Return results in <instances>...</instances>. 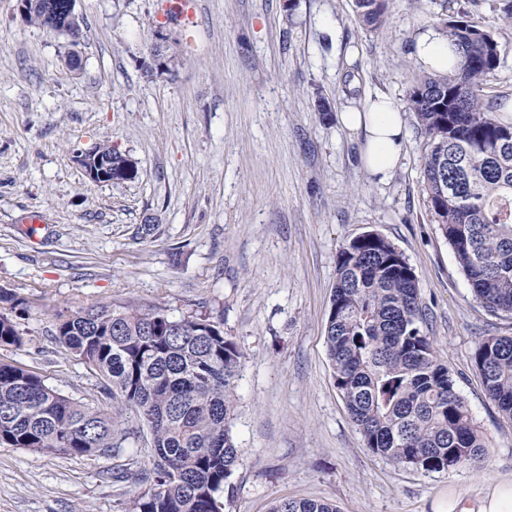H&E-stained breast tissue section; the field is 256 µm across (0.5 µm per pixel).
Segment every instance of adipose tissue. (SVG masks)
I'll return each mask as SVG.
<instances>
[{
    "mask_svg": "<svg viewBox=\"0 0 512 512\" xmlns=\"http://www.w3.org/2000/svg\"><path fill=\"white\" fill-rule=\"evenodd\" d=\"M340 120L346 128L363 133L361 159L368 171L384 176L396 167L404 146V122L393 99L375 98L364 108L342 112ZM433 512H512V482L496 485L486 497L472 504L454 494L440 497Z\"/></svg>",
    "mask_w": 512,
    "mask_h": 512,
    "instance_id": "1",
    "label": "adipose tissue"
}]
</instances>
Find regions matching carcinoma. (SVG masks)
Segmentation results:
<instances>
[{
	"label": "carcinoma",
	"mask_w": 512,
	"mask_h": 512,
	"mask_svg": "<svg viewBox=\"0 0 512 512\" xmlns=\"http://www.w3.org/2000/svg\"><path fill=\"white\" fill-rule=\"evenodd\" d=\"M26 2V23L79 44L81 25L48 14L45 0ZM354 6L361 27L386 25L390 0ZM444 33L456 65L419 80L408 96L426 138L424 190L476 300L512 316V121L501 118L498 97L482 94L499 65L498 43L462 18L445 21ZM98 150L112 158V182L138 177L111 142ZM19 311H27L25 300L1 288L0 347H22ZM425 322L417 275L390 240L369 232L339 252L324 336L334 384L367 448L431 473L479 460L485 444ZM55 337L102 380L112 408L76 401L0 362V447L120 456L131 435L121 418L130 410L150 435L153 462L115 474L139 487L128 512H223L224 485L239 461L229 419L245 355L221 322L102 303L56 311ZM474 364L488 399L512 420V336L484 339ZM270 512L338 510L286 499Z\"/></svg>",
	"instance_id": "carcinoma-1"
}]
</instances>
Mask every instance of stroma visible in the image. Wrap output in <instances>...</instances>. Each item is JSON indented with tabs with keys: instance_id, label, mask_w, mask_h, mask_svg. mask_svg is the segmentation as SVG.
<instances>
[{
	"instance_id": "35a3bbf8",
	"label": "stroma",
	"mask_w": 512,
	"mask_h": 512,
	"mask_svg": "<svg viewBox=\"0 0 512 512\" xmlns=\"http://www.w3.org/2000/svg\"><path fill=\"white\" fill-rule=\"evenodd\" d=\"M77 0L80 70L69 40L27 24L0 0V286L25 298V344L0 360L102 408L96 375L54 336L53 309L97 302L210 313L245 359L229 420L240 450L224 512H269L320 499L338 512H433L444 493L475 502L512 480V420L486 398L473 355L512 318L474 297L434 223L423 189L425 139L407 96L423 73L419 37L465 17L490 32L500 62L485 95L512 102L505 0H392L387 26L360 28L353 0ZM166 37L179 61L149 68ZM375 94L402 107L394 171L361 163V133L339 112ZM331 103L323 116L318 97ZM110 141L139 175L91 181L77 151ZM39 224L25 223L30 214ZM153 225L142 235L143 225ZM413 267L427 332L456 378L486 445L476 463L426 473L373 453L334 385L324 328L339 252L368 232ZM131 457H72L0 447V512H126L129 459L151 464L150 437Z\"/></svg>"
}]
</instances>
